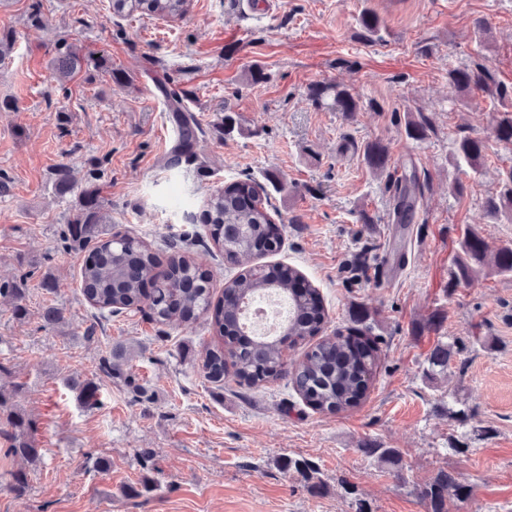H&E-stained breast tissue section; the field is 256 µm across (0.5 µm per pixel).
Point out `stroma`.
<instances>
[{"label":"stroma","instance_id":"35a3bbf8","mask_svg":"<svg viewBox=\"0 0 512 512\" xmlns=\"http://www.w3.org/2000/svg\"><path fill=\"white\" fill-rule=\"evenodd\" d=\"M32 2L0 5V28L16 33L0 62V99L14 103L0 111V176L9 181L0 282L27 288L22 319L0 296V388L19 386L13 402L34 418L41 456L9 454L0 432V512H355L360 502L367 512H425L412 489L442 468L463 473L471 489L447 512H512V277L490 272L448 287L465 226L490 248L512 245V221L483 209L512 168V145L493 137L487 97L448 89L449 67L476 62L512 87V0H190L175 19L116 16L109 0H41L50 24L40 29L27 23ZM365 9L384 21L383 42L360 38ZM480 21L490 28L483 46ZM63 35L111 57L126 82L79 75L60 89L51 64ZM253 68L267 73L264 83L247 84ZM331 82L362 101L353 119L309 101V85ZM163 85L190 92L205 173L163 166L175 139ZM417 110L433 121L421 143L402 122ZM228 117L235 130L219 134ZM463 135L486 143L480 172L448 163ZM371 141L387 145L390 166L421 178L410 223H395L385 176L363 160ZM94 161L112 230L151 244L163 265L168 242L202 225L209 189L258 183L283 240L272 260L318 288L324 335L352 328L354 308L370 313L359 328L378 359L361 404L319 413L286 380L257 389L229 373L212 384L197 370L215 341L208 316L161 324L145 309L92 306L81 293L85 254L61 239L75 198L53 182L65 166L84 188ZM364 210L374 223H361ZM188 251L215 292L238 273L209 236ZM51 305L65 310L56 326L41 319ZM440 336L469 351L432 383L423 367ZM119 344L129 358L110 378L101 363ZM77 375L96 382L97 406L79 400ZM452 392L474 411L466 425L448 417ZM365 442L398 449L403 480L363 454ZM95 453L110 469H96ZM290 458L315 465L320 493L284 467ZM21 470L29 488L19 497L11 483ZM146 479L150 490L130 496Z\"/></svg>","mask_w":512,"mask_h":512}]
</instances>
